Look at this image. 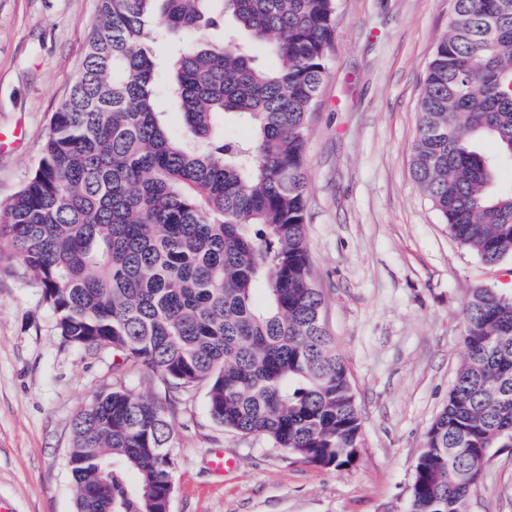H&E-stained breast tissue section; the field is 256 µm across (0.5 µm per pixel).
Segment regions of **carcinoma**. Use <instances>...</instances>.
Returning a JSON list of instances; mask_svg holds the SVG:
<instances>
[{"mask_svg":"<svg viewBox=\"0 0 512 512\" xmlns=\"http://www.w3.org/2000/svg\"><path fill=\"white\" fill-rule=\"evenodd\" d=\"M428 66L412 173L484 264L512 255V0H451ZM337 0H98L37 167L0 205V270L41 289L61 343L110 349L211 418L323 468L362 424L323 317L306 235L308 117ZM224 25V39L207 30ZM486 18L496 19L487 28ZM174 58L157 56L164 40ZM182 118L173 130L160 89ZM231 121L249 137L226 134ZM484 137L497 153L478 151ZM448 401L427 428L409 512H465L491 449L512 447V296L474 289ZM172 425L122 385L86 403L69 448L76 512H167Z\"/></svg>","mask_w":512,"mask_h":512,"instance_id":"obj_1","label":"carcinoma"}]
</instances>
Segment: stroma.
Returning a JSON list of instances; mask_svg holds the SVG:
<instances>
[{"label":"stroma","mask_w":512,"mask_h":512,"mask_svg":"<svg viewBox=\"0 0 512 512\" xmlns=\"http://www.w3.org/2000/svg\"><path fill=\"white\" fill-rule=\"evenodd\" d=\"M451 0H339L336 37L309 116L307 236L325 324L349 369L362 446L322 468L230 433L206 389L168 393L111 350L63 346L20 272L0 271V499L14 512H74L71 422L122 385L162 399L173 427L170 512H407L427 427L462 363L472 289L512 281V256L483 264L448 234L411 172L421 90ZM97 0H0V204L41 157L73 83ZM234 461L217 476L208 454ZM469 512H512V448L491 449Z\"/></svg>","instance_id":"35a3bbf8"}]
</instances>
